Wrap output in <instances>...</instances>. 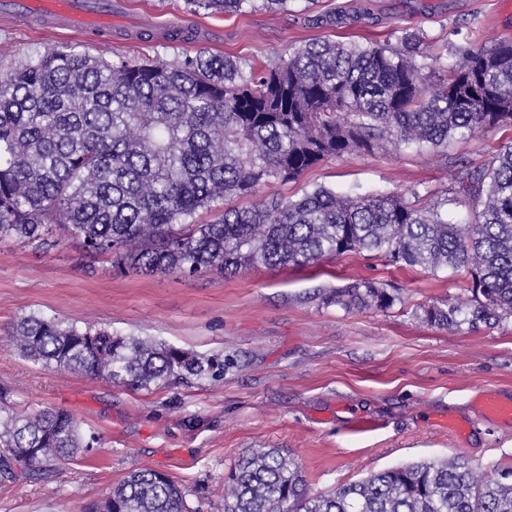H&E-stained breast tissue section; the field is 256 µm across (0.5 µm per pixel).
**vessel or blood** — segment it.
<instances>
[{"instance_id":"b4317fda","label":"vessel or blood","mask_w":512,"mask_h":512,"mask_svg":"<svg viewBox=\"0 0 512 512\" xmlns=\"http://www.w3.org/2000/svg\"><path fill=\"white\" fill-rule=\"evenodd\" d=\"M0 12L26 15L53 28L94 30L108 24L106 16L83 7L80 0H0ZM480 414L512 420V400L494 395L482 397L477 403Z\"/></svg>"}]
</instances>
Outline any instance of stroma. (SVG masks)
Here are the masks:
<instances>
[{
  "label": "stroma",
  "instance_id": "35a3bbf8",
  "mask_svg": "<svg viewBox=\"0 0 512 512\" xmlns=\"http://www.w3.org/2000/svg\"><path fill=\"white\" fill-rule=\"evenodd\" d=\"M112 12L111 32L97 36L0 14V55L10 61L69 46L109 60L171 62L204 48L246 68L313 38L395 46L415 32L447 67L458 44L512 40V0H289L284 11L205 16L191 14L186 0H112ZM146 28L153 39L135 40ZM174 30L182 38L170 39ZM505 136L488 129L441 151L389 144L332 157L269 191L292 199L320 186L438 197L449 220L463 224L471 206L449 172L461 158L488 164ZM358 279L400 288V303L345 310L325 302ZM470 282L464 271L400 268L366 251L308 268L143 276L85 255L75 240L47 249L0 240V387L16 409L68 411L91 444L40 478L0 483V512H83L137 469L167 474L191 512H224V476L251 448L287 449L314 494L422 460L510 467L512 426L479 419L462 442L448 419L467 414L479 394L512 396V318L458 330L422 319L425 306L470 301ZM32 314L218 355L224 377L133 390L48 369L9 345L14 325Z\"/></svg>",
  "mask_w": 512,
  "mask_h": 512
}]
</instances>
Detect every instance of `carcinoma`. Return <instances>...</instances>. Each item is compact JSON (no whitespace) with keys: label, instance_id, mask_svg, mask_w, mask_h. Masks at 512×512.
I'll use <instances>...</instances> for the list:
<instances>
[{"label":"carcinoma","instance_id":"cac0c4a2","mask_svg":"<svg viewBox=\"0 0 512 512\" xmlns=\"http://www.w3.org/2000/svg\"><path fill=\"white\" fill-rule=\"evenodd\" d=\"M194 14H242L255 0H187ZM421 38L400 45L313 40L248 74L229 55L181 61L108 60L65 46L35 58L0 57V239L38 248L54 235L142 275H234L257 264L306 266L375 252L432 273L465 269V306L423 309L459 329L512 317V139L494 162L454 163L474 220L452 224L442 203L405 195L352 197L319 187L291 200L262 196L328 158L384 143L440 148L484 129L512 130V42L457 46L432 81ZM227 198H249L209 224H191ZM185 223L180 233L173 225ZM398 289L359 280L325 300L384 310ZM24 358L142 389L172 377L216 378L224 365L147 338L30 315L9 336ZM0 390V482L35 478L87 447L65 411H18ZM88 512H190L183 489L134 470ZM224 512H512V479L458 459L419 461L312 494L280 448H251L224 478Z\"/></svg>","mask_w":512,"mask_h":512}]
</instances>
